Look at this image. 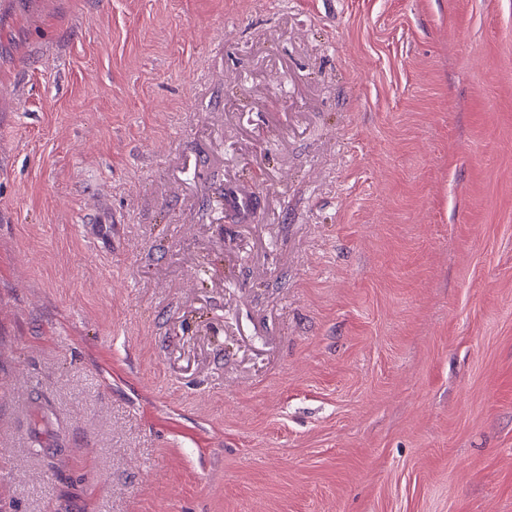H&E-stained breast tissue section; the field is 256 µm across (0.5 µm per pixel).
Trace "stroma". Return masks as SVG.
<instances>
[{
	"label": "stroma",
	"instance_id": "1",
	"mask_svg": "<svg viewBox=\"0 0 512 512\" xmlns=\"http://www.w3.org/2000/svg\"><path fill=\"white\" fill-rule=\"evenodd\" d=\"M0 512H512V0H0Z\"/></svg>",
	"mask_w": 512,
	"mask_h": 512
}]
</instances>
